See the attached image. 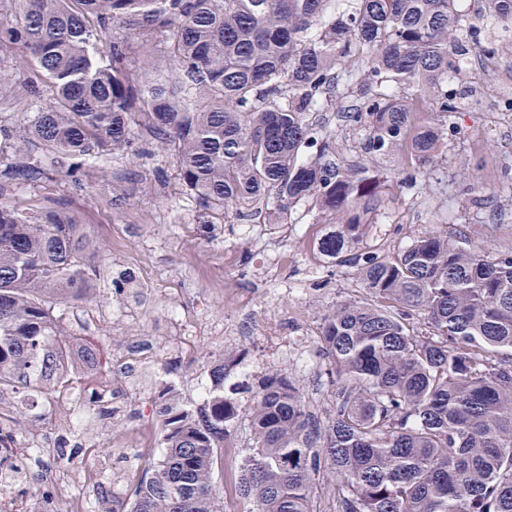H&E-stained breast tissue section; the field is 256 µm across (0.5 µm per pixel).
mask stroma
<instances>
[{
    "mask_svg": "<svg viewBox=\"0 0 512 512\" xmlns=\"http://www.w3.org/2000/svg\"><path fill=\"white\" fill-rule=\"evenodd\" d=\"M476 86L487 93L488 104L466 100L452 115L455 135L438 155L422 186L390 189V200L363 240L364 250H393L413 237L436 232L448 238H467L471 246H512V121H504L493 107L496 96L512 98V39L478 70ZM121 158L97 166L82 184H74L57 169L37 184H16L0 194V206L30 212L47 198L63 199L84 224L98 248L100 281L97 296L72 301L56 312L63 334L80 336L99 345L111 366L109 379L118 388L123 414L102 420L82 400L65 404L64 411L80 418L81 431L97 452L90 459L104 481L122 479L139 463L126 439L140 420L151 415L153 387L139 375L120 368L141 361L156 368L173 357L178 326L199 314L228 325L229 337H205L192 347L190 359L171 374L183 401H199V388L211 360L235 354L250 364V374L230 367L224 394L236 405L234 447L224 456L225 498L238 499L239 468L248 437L250 396L245 389L274 369L283 370L303 389L307 399L326 403L328 361L318 344H311L309 367H302L288 350L300 336H318L325 310L345 300L362 298L356 268L331 267L314 256L309 244L323 221L313 204L299 207L293 224H263L220 217L200 210L192 197L174 193L175 163L160 152L145 172L155 181L149 195L127 175ZM480 181L483 192L470 190ZM135 275L139 298L112 291V279L122 270ZM24 439H37L45 454L29 462L32 474L60 464L51 449L62 433L54 413L29 420L21 428Z\"/></svg>",
    "mask_w": 512,
    "mask_h": 512,
    "instance_id": "35a3bbf8",
    "label": "stroma"
}]
</instances>
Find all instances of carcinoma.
Masks as SVG:
<instances>
[{
  "instance_id": "cac0c4a2",
  "label": "carcinoma",
  "mask_w": 512,
  "mask_h": 512,
  "mask_svg": "<svg viewBox=\"0 0 512 512\" xmlns=\"http://www.w3.org/2000/svg\"><path fill=\"white\" fill-rule=\"evenodd\" d=\"M8 2L0 48L24 52L29 92L46 83L51 99L22 135L0 123V190L47 177L32 146L75 184L110 155L160 149L176 160L178 193L210 213L291 224L312 202L328 218L320 255L360 273L364 297L321 321L327 411L281 371L251 390L238 485L251 512H322L325 473L330 512H512V247L426 232L392 253L358 250L385 207L381 161L401 154L400 183L417 186L453 131L448 81L477 79L465 60L482 30L459 0ZM486 16L512 23V0H486ZM330 112L364 131L356 156L339 152ZM98 276L62 202L0 206V394L23 397L0 407V466L47 452L15 439L27 411L62 403L80 374L108 381L95 348L74 357L59 342L54 315L93 297ZM226 370L211 366L197 406L174 382L155 385L164 455L112 495V512H224ZM117 397L90 388L100 417L118 413ZM75 432L59 458L84 450Z\"/></svg>"
}]
</instances>
